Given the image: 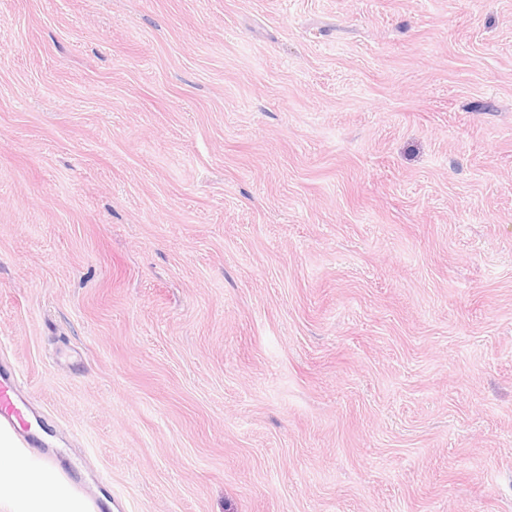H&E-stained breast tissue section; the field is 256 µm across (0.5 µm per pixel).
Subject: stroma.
<instances>
[{"label": "stroma", "instance_id": "stroma-1", "mask_svg": "<svg viewBox=\"0 0 512 512\" xmlns=\"http://www.w3.org/2000/svg\"><path fill=\"white\" fill-rule=\"evenodd\" d=\"M0 364L78 512H512V0H0Z\"/></svg>", "mask_w": 512, "mask_h": 512}]
</instances>
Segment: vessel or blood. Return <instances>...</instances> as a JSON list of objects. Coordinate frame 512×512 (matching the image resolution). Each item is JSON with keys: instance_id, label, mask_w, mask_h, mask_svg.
Masks as SVG:
<instances>
[{"instance_id": "obj_1", "label": "vessel or blood", "mask_w": 512, "mask_h": 512, "mask_svg": "<svg viewBox=\"0 0 512 512\" xmlns=\"http://www.w3.org/2000/svg\"><path fill=\"white\" fill-rule=\"evenodd\" d=\"M16 385V373L7 369L0 370V428L11 430L18 437V452L32 476L51 471L56 476L71 478V464L47 448L46 436L53 429L51 422L28 411Z\"/></svg>"}]
</instances>
